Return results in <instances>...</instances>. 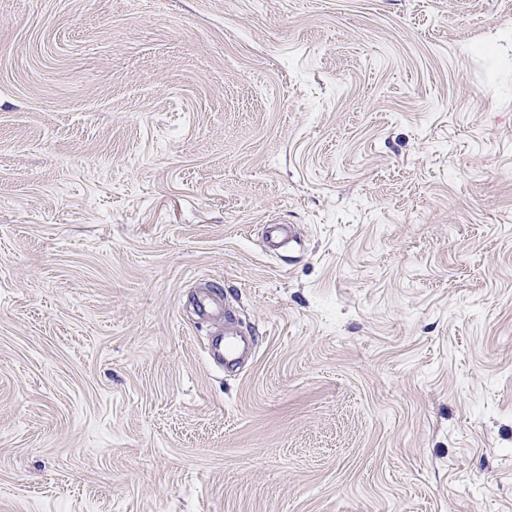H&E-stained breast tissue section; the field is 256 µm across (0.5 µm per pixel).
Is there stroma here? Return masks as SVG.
<instances>
[{"label":"stroma","instance_id":"35a3bbf8","mask_svg":"<svg viewBox=\"0 0 512 512\" xmlns=\"http://www.w3.org/2000/svg\"><path fill=\"white\" fill-rule=\"evenodd\" d=\"M0 512H512V0H0ZM255 349V341L252 337H228L224 339V347L218 339L211 342L210 351L212 358L219 364L224 365V369L236 368L241 356Z\"/></svg>","mask_w":512,"mask_h":512}]
</instances>
